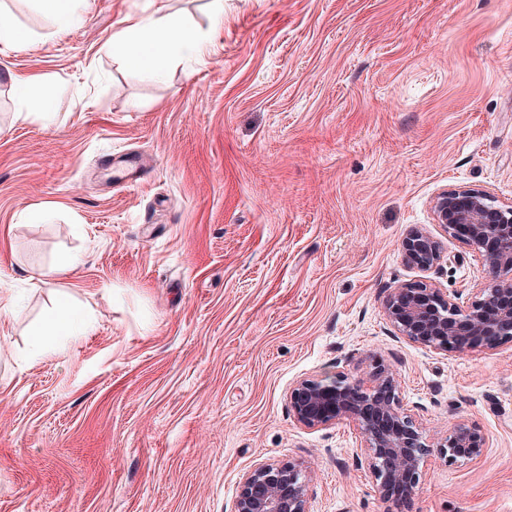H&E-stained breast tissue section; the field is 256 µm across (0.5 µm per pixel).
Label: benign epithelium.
Segmentation results:
<instances>
[{
    "mask_svg": "<svg viewBox=\"0 0 512 512\" xmlns=\"http://www.w3.org/2000/svg\"><path fill=\"white\" fill-rule=\"evenodd\" d=\"M437 223L448 237H463L474 248L488 279L462 304L424 282L392 289L383 302L386 323L396 335L425 348L463 351L472 344L493 348L512 340V202L499 201L481 187L443 192L435 206ZM407 265L429 270L442 260L440 244L422 229L402 242ZM375 385L363 388L347 378H305L290 390L294 417L308 428L342 418L358 422L365 435L364 455L382 497L402 480L417 485L422 458L429 452L415 420L401 410L394 377L381 366ZM485 435L464 422L439 445L448 462L483 457ZM307 476L291 461L261 463L241 483L236 512H308Z\"/></svg>",
    "mask_w": 512,
    "mask_h": 512,
    "instance_id": "1",
    "label": "benign epithelium"
}]
</instances>
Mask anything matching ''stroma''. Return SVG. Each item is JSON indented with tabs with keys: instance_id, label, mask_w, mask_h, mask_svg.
<instances>
[{
	"instance_id": "35a3bbf8",
	"label": "stroma",
	"mask_w": 512,
	"mask_h": 512,
	"mask_svg": "<svg viewBox=\"0 0 512 512\" xmlns=\"http://www.w3.org/2000/svg\"><path fill=\"white\" fill-rule=\"evenodd\" d=\"M210 33L155 82L110 40L167 11ZM31 45L0 54V512H235L256 464L293 461L308 512H512V342L433 351L393 337L410 281L470 298L487 274L434 204L512 201V0H88L63 32L0 0ZM39 79L22 120L9 76ZM426 229L439 267L408 266ZM75 261L62 275L58 264ZM90 328L34 362L58 298ZM392 372L430 452L382 499L365 437L299 424L305 377ZM477 462L436 447L458 423ZM402 253L407 265L424 270L437 266L443 258L439 242L422 229H415L405 237ZM439 454L448 462L473 461L483 457L487 448L485 435L466 423L456 424L439 445Z\"/></svg>"
}]
</instances>
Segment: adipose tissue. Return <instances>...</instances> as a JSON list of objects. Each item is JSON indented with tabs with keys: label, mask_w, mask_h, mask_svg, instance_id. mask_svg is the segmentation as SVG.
I'll list each match as a JSON object with an SVG mask.
<instances>
[{
	"label": "adipose tissue",
	"mask_w": 512,
	"mask_h": 512,
	"mask_svg": "<svg viewBox=\"0 0 512 512\" xmlns=\"http://www.w3.org/2000/svg\"><path fill=\"white\" fill-rule=\"evenodd\" d=\"M211 39L177 14L169 13L150 23L129 21L112 35V45L126 65L153 79H163L167 64L176 58L198 57ZM84 328L73 305L58 299L37 326L35 339L48 336H80Z\"/></svg>",
	"instance_id": "obj_1"
}]
</instances>
